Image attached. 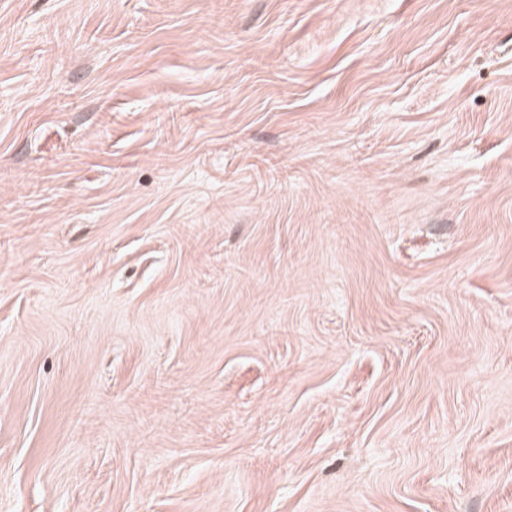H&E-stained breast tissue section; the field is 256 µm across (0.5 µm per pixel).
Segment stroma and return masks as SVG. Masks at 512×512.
Instances as JSON below:
<instances>
[{
	"mask_svg": "<svg viewBox=\"0 0 512 512\" xmlns=\"http://www.w3.org/2000/svg\"><path fill=\"white\" fill-rule=\"evenodd\" d=\"M0 512H512V0H0Z\"/></svg>",
	"mask_w": 512,
	"mask_h": 512,
	"instance_id": "35a3bbf8",
	"label": "stroma"
}]
</instances>
